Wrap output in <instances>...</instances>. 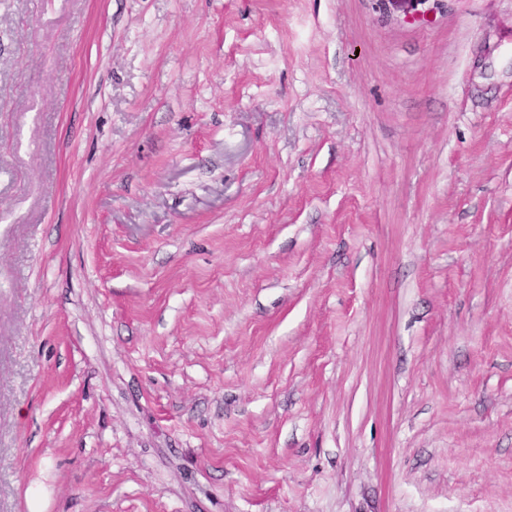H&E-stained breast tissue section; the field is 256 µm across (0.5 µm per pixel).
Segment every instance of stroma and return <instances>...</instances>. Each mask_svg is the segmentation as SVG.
Listing matches in <instances>:
<instances>
[{
  "instance_id": "1",
  "label": "stroma",
  "mask_w": 512,
  "mask_h": 512,
  "mask_svg": "<svg viewBox=\"0 0 512 512\" xmlns=\"http://www.w3.org/2000/svg\"><path fill=\"white\" fill-rule=\"evenodd\" d=\"M0 512H512V0H0Z\"/></svg>"
}]
</instances>
